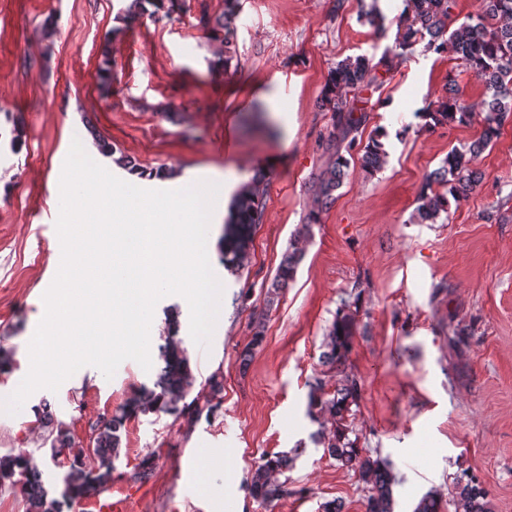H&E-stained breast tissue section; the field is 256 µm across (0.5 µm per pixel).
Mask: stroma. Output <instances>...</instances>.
<instances>
[{"instance_id":"35a3bbf8","label":"stroma","mask_w":512,"mask_h":512,"mask_svg":"<svg viewBox=\"0 0 512 512\" xmlns=\"http://www.w3.org/2000/svg\"><path fill=\"white\" fill-rule=\"evenodd\" d=\"M127 0H0V346L12 360L0 396L30 367L29 342L44 315L42 296L61 260L55 228L59 180L72 140L110 143L96 161L145 189H170L156 170L246 186L267 176L265 218L242 268L220 260L224 227L211 225L210 264L223 282L224 326L209 350L189 336V306L177 295L156 306L152 371L124 361L113 378L85 366L58 391L33 393L27 408L0 413V455L26 451L59 493L54 467L30 410L49 405L75 440L102 414L152 385L160 335L176 315L196 383L224 373L219 414L185 430L173 416L139 414L123 433L119 473L107 490L123 512H265L248 480L266 453H288L290 492L272 512H365L354 472L309 443L307 382L321 373L325 336L341 296L358 295L347 366L362 399L347 423L359 448L392 461L394 512H413L436 490L451 499L454 478L474 472L492 512H512V117L477 158L481 179L446 223L415 219L427 174L452 146L475 140L480 120L424 129L417 110L456 83L480 102L485 88L453 51L394 60L378 88L359 91L368 120L358 136L393 131L386 166L352 167L336 202L309 224L315 182L331 155L332 113L320 107L328 71L346 56H381L396 33L402 0H241L237 53L222 72L224 45L200 23L224 0H184L172 19L119 14ZM378 5L387 33L361 14ZM111 68L112 84L100 79ZM134 160L142 175L118 167ZM296 276L274 304L266 291L292 243ZM265 340L248 365L239 354L256 319ZM155 466L133 480L145 454Z\"/></svg>"}]
</instances>
